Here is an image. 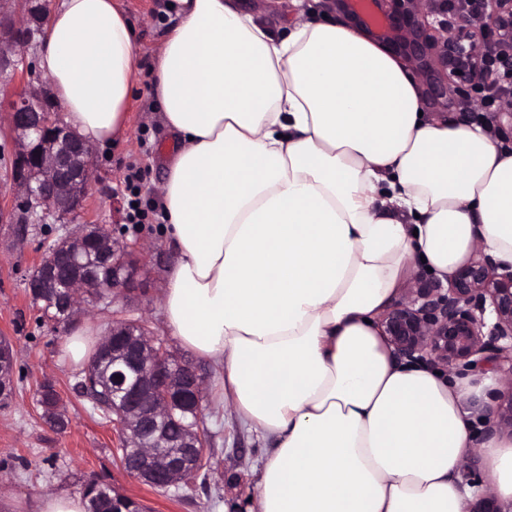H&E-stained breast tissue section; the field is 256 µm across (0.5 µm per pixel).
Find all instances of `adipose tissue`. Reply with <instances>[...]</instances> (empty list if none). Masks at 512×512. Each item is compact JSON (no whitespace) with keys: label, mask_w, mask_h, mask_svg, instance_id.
<instances>
[{"label":"adipose tissue","mask_w":512,"mask_h":512,"mask_svg":"<svg viewBox=\"0 0 512 512\" xmlns=\"http://www.w3.org/2000/svg\"><path fill=\"white\" fill-rule=\"evenodd\" d=\"M142 71L122 0H55L37 68L85 142L127 138L149 79L177 148L157 187L164 329L273 442L256 512H468L460 471L493 373L396 361L376 323L416 267L512 266V153L423 116L407 71L349 27L274 36L236 0H172ZM480 455L512 507V434Z\"/></svg>","instance_id":"adipose-tissue-1"}]
</instances>
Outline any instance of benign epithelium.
Segmentation results:
<instances>
[{
  "mask_svg": "<svg viewBox=\"0 0 512 512\" xmlns=\"http://www.w3.org/2000/svg\"><path fill=\"white\" fill-rule=\"evenodd\" d=\"M317 0L307 10L326 11L398 58L416 80L427 111L459 122L473 119L477 95L494 85L501 68L512 69V0ZM48 23L47 0H0V79L21 91L0 112L7 116L15 150L10 179L0 185V223L11 224L18 210L36 223L68 224L82 209L95 181L92 148L65 126L47 87L31 81L28 52ZM495 130L512 142V94L498 101ZM45 251L26 280L48 305L60 306L65 321L77 316L78 295L97 290L113 304L146 287L137 252L102 225L65 237ZM101 257L131 252L112 262V282L85 272L87 246ZM380 327L393 356L448 371L498 373L512 389V267L480 253L460 266L446 284L437 278L415 282L406 297L381 315ZM125 338L112 360V423L128 449L123 468L145 483L178 489L205 457V430L188 428L173 438L168 428L178 410L203 397L204 376L169 356L143 319L116 320L103 336L106 347ZM17 356L0 338V391L12 387ZM486 435L512 433V394L494 401ZM477 449L467 453L476 501L469 512H507L490 480L476 467Z\"/></svg>",
  "mask_w": 512,
  "mask_h": 512,
  "instance_id": "7a95c632",
  "label": "benign epithelium"
}]
</instances>
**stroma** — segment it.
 <instances>
[{"label":"stroma","instance_id":"35a3bbf8","mask_svg":"<svg viewBox=\"0 0 512 512\" xmlns=\"http://www.w3.org/2000/svg\"><path fill=\"white\" fill-rule=\"evenodd\" d=\"M162 4L163 0H123L137 32L136 51L145 63L156 49ZM129 117L128 141L95 149L97 180L83 211L71 223L0 224V336L8 337L18 352L16 394L8 405L0 406V512H34L43 494L81 492L93 474L139 500L149 512H255L251 488L270 444L217 405L210 390L201 413L212 437L210 464L190 488L163 491L127 474L117 457L120 441L113 424L94 413L81 394V369L61 358V345L71 325L41 321L26 292L25 281L44 249L65 235L88 224H101L118 234L127 229L123 177L129 164H138L147 172L143 200L156 199L155 186L163 177L172 137L153 110L148 84H141ZM158 227L154 220L141 225L137 233L149 245L141 257L146 291L113 307L95 309L86 320L103 333L116 320L146 319L171 354L196 362L207 380H214L212 367L195 361L193 354L163 330L159 294L172 254L161 242ZM46 379L54 382L61 396L67 426L60 432L50 429L35 403L37 386Z\"/></svg>","mask_w":512,"mask_h":512}]
</instances>
